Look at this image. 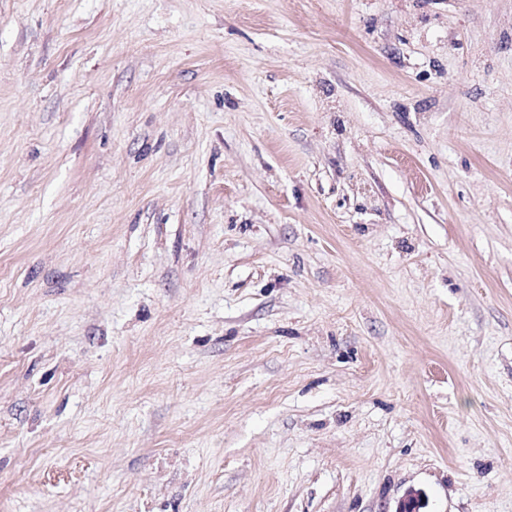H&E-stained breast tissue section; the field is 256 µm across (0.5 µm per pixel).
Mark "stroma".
<instances>
[{"mask_svg":"<svg viewBox=\"0 0 512 512\" xmlns=\"http://www.w3.org/2000/svg\"><path fill=\"white\" fill-rule=\"evenodd\" d=\"M512 512V0H0V512Z\"/></svg>","mask_w":512,"mask_h":512,"instance_id":"obj_1","label":"stroma"}]
</instances>
